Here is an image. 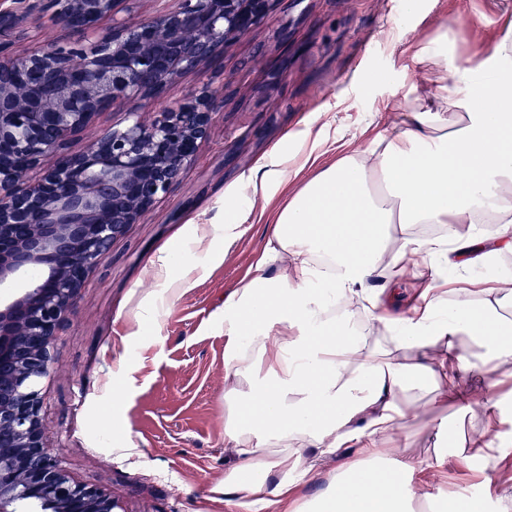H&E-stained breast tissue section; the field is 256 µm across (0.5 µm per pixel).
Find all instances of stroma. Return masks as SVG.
Here are the masks:
<instances>
[{
    "mask_svg": "<svg viewBox=\"0 0 512 512\" xmlns=\"http://www.w3.org/2000/svg\"><path fill=\"white\" fill-rule=\"evenodd\" d=\"M28 18L0 29V46L32 50L39 25L65 41L73 34L49 21L40 0ZM504 0H276L268 20L225 48L209 68L185 75L151 107L129 100L96 117L75 148L126 125L129 113L155 119L177 98L208 86L224 94L208 139L170 193L115 240L93 267L58 339L44 381L47 443L77 481L102 489L124 512H259L225 503L224 473L237 461L224 443V297L252 278L269 212L254 181L284 154L335 157L337 147L370 148L421 89L412 56L447 32L452 65L468 67L496 39ZM242 211L237 237L219 256L197 240L200 226L223 228ZM192 268L188 286L171 293L174 272L163 251ZM448 427L431 412L404 423L395 447L429 457L436 440L455 447L487 422L449 407ZM512 473V447L501 458L449 457L425 469V492L464 494L480 512L504 508L499 489Z\"/></svg>",
    "mask_w": 512,
    "mask_h": 512,
    "instance_id": "1",
    "label": "stroma"
}]
</instances>
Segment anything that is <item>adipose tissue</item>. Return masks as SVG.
<instances>
[{"label": "adipose tissue", "mask_w": 512, "mask_h": 512, "mask_svg": "<svg viewBox=\"0 0 512 512\" xmlns=\"http://www.w3.org/2000/svg\"><path fill=\"white\" fill-rule=\"evenodd\" d=\"M413 63L428 95L372 149L328 165L311 155L310 177L274 167L258 183L287 200L270 218L257 276L224 301V437L238 458L225 498L289 512H478L456 496L432 502L415 483L422 461L393 457L388 443L424 403L489 418L500 408L473 400L458 346L480 345L488 374L512 364V277L483 275L512 253V23L456 91L446 53L427 44ZM421 224L445 232L424 236ZM446 267L457 289L438 287ZM386 268L428 269L427 302L392 312L390 288L373 284ZM361 320L385 345H366L353 330ZM344 448L359 460L293 504L295 476L323 472Z\"/></svg>", "instance_id": "1"}]
</instances>
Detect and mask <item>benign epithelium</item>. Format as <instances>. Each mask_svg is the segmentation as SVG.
Segmentation results:
<instances>
[{"label":"benign epithelium","instance_id":"benign-epithelium-1","mask_svg":"<svg viewBox=\"0 0 512 512\" xmlns=\"http://www.w3.org/2000/svg\"><path fill=\"white\" fill-rule=\"evenodd\" d=\"M121 0H46L80 39L48 38L12 55L0 46V512L49 501L58 512H118L73 479L45 443L42 382L89 270L167 195L195 160L222 104L191 95L150 123L130 113L87 148L68 145L116 101L149 104L187 72L268 19L274 0H179L128 23ZM109 18V34H99ZM54 161L28 184L29 170Z\"/></svg>","mask_w":512,"mask_h":512}]
</instances>
